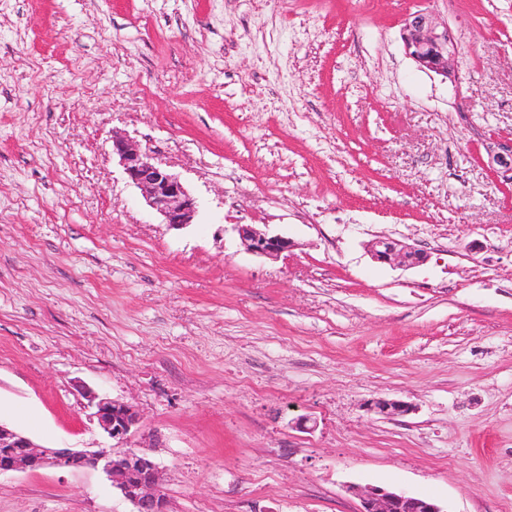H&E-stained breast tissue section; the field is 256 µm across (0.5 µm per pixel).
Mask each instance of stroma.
Masks as SVG:
<instances>
[{
    "mask_svg": "<svg viewBox=\"0 0 512 512\" xmlns=\"http://www.w3.org/2000/svg\"><path fill=\"white\" fill-rule=\"evenodd\" d=\"M421 9L458 82L407 55ZM509 140L512 0H0V423L100 448L86 391L131 405L170 512H358L368 486L512 512ZM378 236L427 259L375 262ZM0 512L132 506L48 468L1 474ZM112 154L117 156L129 182L140 189L147 206L161 217L162 224L174 229L193 224L198 202L178 175L156 164L122 133L112 135ZM235 231L246 249L255 255L277 259L288 254L295 245L285 236L260 230L252 224L236 225Z\"/></svg>",
    "mask_w": 512,
    "mask_h": 512,
    "instance_id": "obj_1",
    "label": "stroma"
}]
</instances>
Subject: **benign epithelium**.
Listing matches in <instances>:
<instances>
[{"instance_id":"1","label":"benign epithelium","mask_w":512,"mask_h":512,"mask_svg":"<svg viewBox=\"0 0 512 512\" xmlns=\"http://www.w3.org/2000/svg\"><path fill=\"white\" fill-rule=\"evenodd\" d=\"M402 39L405 49L422 68L445 79H456V47L448 38V28H439L434 16L418 10L405 19ZM112 154L147 206L163 223L181 229L193 223L198 202L181 178L156 164L153 158L122 133L112 134ZM493 161L503 175L512 173V141L498 145ZM235 231L246 249L255 255L277 259L288 253L294 243L280 234H271L252 224H238ZM371 257L380 263L410 267L426 260L421 250L400 241L379 237L369 244ZM92 417L112 440L126 441L140 423L138 413L128 404L87 392ZM370 411L392 418L410 411L400 400L377 399ZM45 468L77 470L94 468L112 482V488L134 506V512H168L165 494L159 488L156 462L134 448L120 452L114 448H48L35 444L27 436L0 424V474L37 471ZM359 512H444L437 504L404 491L365 488L358 491Z\"/></svg>"}]
</instances>
